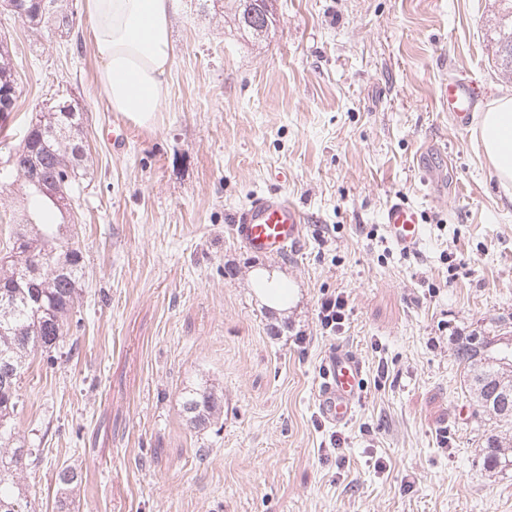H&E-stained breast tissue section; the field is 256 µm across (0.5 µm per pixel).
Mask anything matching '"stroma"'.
Instances as JSON below:
<instances>
[{
    "label": "stroma",
    "instance_id": "obj_1",
    "mask_svg": "<svg viewBox=\"0 0 512 512\" xmlns=\"http://www.w3.org/2000/svg\"><path fill=\"white\" fill-rule=\"evenodd\" d=\"M76 5L75 37L0 13L21 62L14 133L70 97L89 153L66 227L83 255L79 325L35 356L13 420L40 458L20 479L29 512H512V466L484 470L495 423L475 416L453 355L461 337L512 332V199L444 99L452 75L486 100L512 95L496 0H275L258 39L231 0H174L169 93L150 127L112 112ZM269 194L308 217L277 257L231 230ZM395 197L423 213L418 253L380 223ZM271 283L284 308L266 301ZM339 291L352 312L332 336L319 306ZM336 347L364 381L330 457L317 393ZM198 382L229 414L193 429L181 395ZM65 469L76 486L60 485Z\"/></svg>",
    "mask_w": 512,
    "mask_h": 512
}]
</instances>
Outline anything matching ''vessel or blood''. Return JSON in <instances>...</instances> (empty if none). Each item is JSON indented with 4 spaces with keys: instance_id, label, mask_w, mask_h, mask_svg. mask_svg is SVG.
<instances>
[{
    "instance_id": "b4317fda",
    "label": "vessel or blood",
    "mask_w": 512,
    "mask_h": 512,
    "mask_svg": "<svg viewBox=\"0 0 512 512\" xmlns=\"http://www.w3.org/2000/svg\"><path fill=\"white\" fill-rule=\"evenodd\" d=\"M481 98L472 82L448 81V113L459 128H466ZM381 222L391 243L406 254L419 251L424 225L420 211L402 199L391 200L381 214ZM305 216L287 198L270 196L252 199L234 217L232 231L248 251L270 257L283 254L304 233ZM363 380L358 359L344 349L332 351L324 366V383L318 391L320 410L332 425L348 424Z\"/></svg>"
}]
</instances>
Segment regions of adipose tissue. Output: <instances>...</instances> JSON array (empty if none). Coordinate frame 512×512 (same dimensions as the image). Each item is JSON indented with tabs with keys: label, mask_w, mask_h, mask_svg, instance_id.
Listing matches in <instances>:
<instances>
[{
	"label": "adipose tissue",
	"mask_w": 512,
	"mask_h": 512,
	"mask_svg": "<svg viewBox=\"0 0 512 512\" xmlns=\"http://www.w3.org/2000/svg\"><path fill=\"white\" fill-rule=\"evenodd\" d=\"M173 0H86L98 81L113 111L152 125L168 92ZM479 145L503 189L512 188V96L488 103Z\"/></svg>",
	"instance_id": "1"
}]
</instances>
